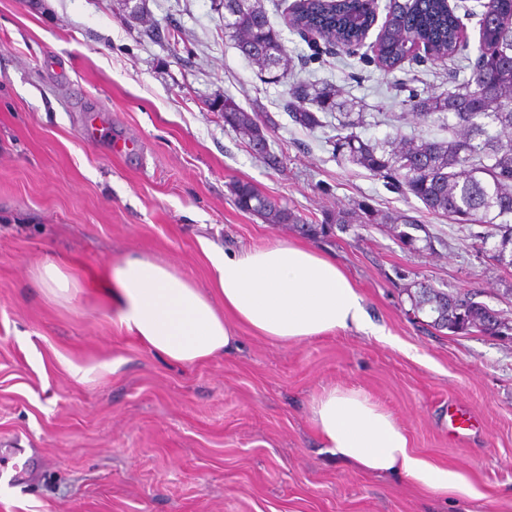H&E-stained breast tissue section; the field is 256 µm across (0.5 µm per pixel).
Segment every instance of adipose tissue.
<instances>
[{
  "label": "adipose tissue",
  "instance_id": "ef3b65f1",
  "mask_svg": "<svg viewBox=\"0 0 512 512\" xmlns=\"http://www.w3.org/2000/svg\"><path fill=\"white\" fill-rule=\"evenodd\" d=\"M213 270L207 295L168 266L130 255L99 282L121 328L165 361L224 354L243 325L271 342L339 330H371L363 298L343 268L307 245L275 241L233 254L204 245ZM311 422L324 448L367 472L397 470L430 490L470 493L466 477L413 456L395 418L357 389L322 390Z\"/></svg>",
  "mask_w": 512,
  "mask_h": 512
}]
</instances>
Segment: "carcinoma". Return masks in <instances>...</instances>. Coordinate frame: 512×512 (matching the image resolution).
I'll list each match as a JSON object with an SVG mask.
<instances>
[{
  "label": "carcinoma",
  "mask_w": 512,
  "mask_h": 512,
  "mask_svg": "<svg viewBox=\"0 0 512 512\" xmlns=\"http://www.w3.org/2000/svg\"><path fill=\"white\" fill-rule=\"evenodd\" d=\"M224 29L237 48L262 70L286 69L291 57L273 29L260 0H224ZM359 0H343L332 6L323 0L295 4L290 23L297 30H318L343 44L342 51L356 53L354 44L363 34ZM429 45L434 53L451 61L465 49L458 42V20L448 12L446 0H402L396 5L377 40L376 58L389 71L410 53L413 39ZM480 53L469 77L441 97L413 96L405 106L424 118L448 125L446 140L397 137L383 143L363 141L352 132L356 122L336 140V152L379 176L402 195L413 196L435 215L455 224H480L492 231L473 235L478 251L502 268H512V4L491 2L482 15ZM287 109L303 127L320 121L311 107L344 111L352 115L356 103L340 97L332 86L299 83L289 90ZM224 124L232 127L257 154L267 150L268 126L256 114L245 111L233 98H224ZM239 209L263 216L272 224H291L303 235L317 238L326 225L310 224L295 211L262 195L247 182L233 186ZM331 224L344 230L350 224H389L404 243L414 244L424 225L405 213L379 212L366 204L338 214ZM409 292L412 312L425 313L433 326L451 334L488 333L511 337L512 320L501 311L475 300L472 294H453L422 282Z\"/></svg>",
  "instance_id": "1"
}]
</instances>
